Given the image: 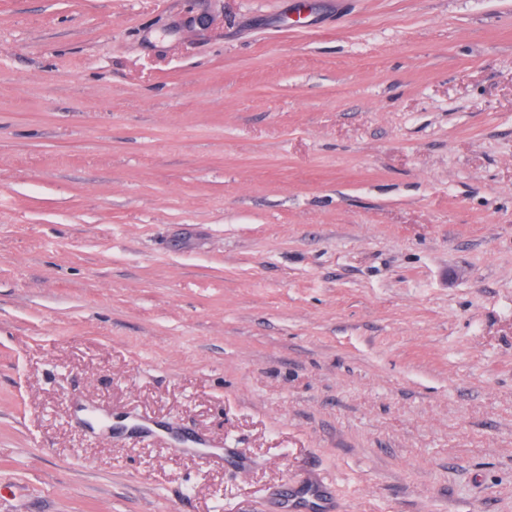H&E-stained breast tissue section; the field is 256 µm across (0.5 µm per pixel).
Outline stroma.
I'll return each instance as SVG.
<instances>
[{"instance_id":"stroma-1","label":"stroma","mask_w":512,"mask_h":512,"mask_svg":"<svg viewBox=\"0 0 512 512\" xmlns=\"http://www.w3.org/2000/svg\"><path fill=\"white\" fill-rule=\"evenodd\" d=\"M0 512H512V0H0Z\"/></svg>"}]
</instances>
